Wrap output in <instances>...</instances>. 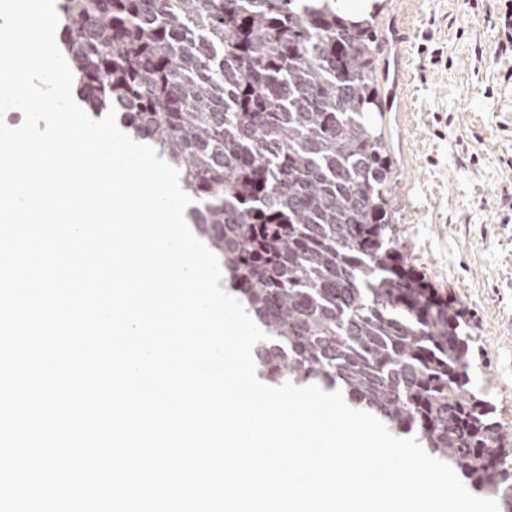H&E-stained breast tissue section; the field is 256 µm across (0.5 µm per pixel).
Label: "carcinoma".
<instances>
[{
  "mask_svg": "<svg viewBox=\"0 0 512 512\" xmlns=\"http://www.w3.org/2000/svg\"><path fill=\"white\" fill-rule=\"evenodd\" d=\"M81 100L177 169L269 339L259 374L340 387L512 512V442L461 310L394 247L374 23L318 0H59Z\"/></svg>",
  "mask_w": 512,
  "mask_h": 512,
  "instance_id": "1",
  "label": "carcinoma"
}]
</instances>
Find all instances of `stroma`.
I'll use <instances>...</instances> for the list:
<instances>
[{
    "label": "stroma",
    "mask_w": 512,
    "mask_h": 512,
    "mask_svg": "<svg viewBox=\"0 0 512 512\" xmlns=\"http://www.w3.org/2000/svg\"><path fill=\"white\" fill-rule=\"evenodd\" d=\"M405 38L406 82L381 75L378 121L396 194L395 247L462 309L471 377L512 438V79L494 59L502 0H378Z\"/></svg>",
    "instance_id": "1"
}]
</instances>
